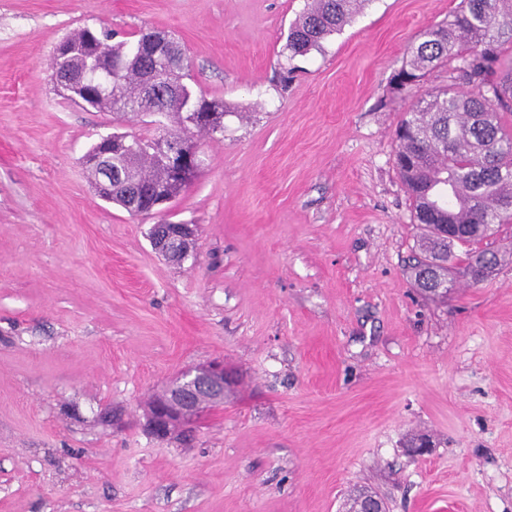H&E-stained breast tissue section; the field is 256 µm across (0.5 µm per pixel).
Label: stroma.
<instances>
[{
  "instance_id": "obj_1",
  "label": "stroma",
  "mask_w": 512,
  "mask_h": 512,
  "mask_svg": "<svg viewBox=\"0 0 512 512\" xmlns=\"http://www.w3.org/2000/svg\"><path fill=\"white\" fill-rule=\"evenodd\" d=\"M307 3L0 0V512H344L364 488L387 512H512V223L483 242L493 276L426 299L395 166L398 124L447 73L393 75L460 0H369L292 57ZM102 25L174 36L224 103L171 205L197 227L183 262L83 166L145 125L50 80L57 44ZM215 358L238 378L223 406L153 436L150 397Z\"/></svg>"
}]
</instances>
